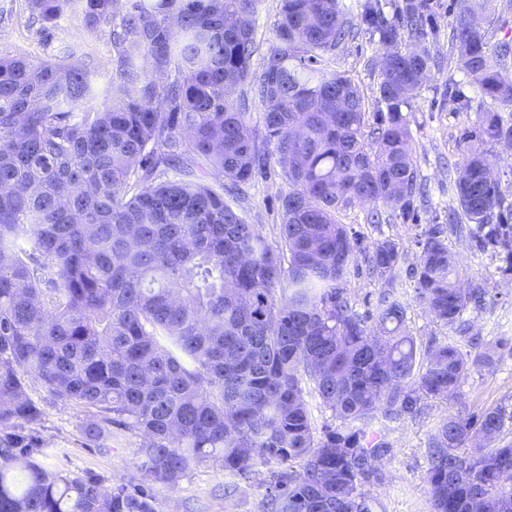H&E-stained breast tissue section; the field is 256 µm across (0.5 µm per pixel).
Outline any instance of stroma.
I'll list each match as a JSON object with an SVG mask.
<instances>
[{
	"label": "stroma",
	"mask_w": 512,
	"mask_h": 512,
	"mask_svg": "<svg viewBox=\"0 0 512 512\" xmlns=\"http://www.w3.org/2000/svg\"><path fill=\"white\" fill-rule=\"evenodd\" d=\"M433 23L437 38L433 48L443 53L439 68L428 80L405 114L413 137L414 156L420 179L427 195L417 201L409 218H402L392 208H383V221L370 224L366 215L371 206L354 203L342 211L340 220L348 224L366 241L389 238L400 249L401 260L396 268L394 285L408 305L406 326L418 349H425L431 340L443 339L448 331L437 324L414 299L412 267L420 253L419 235L426 224L442 217L448 205L455 202L454 170L449 162L457 161L455 142L461 131L474 127L482 112L493 108V101L481 98L477 90L465 84L464 75L454 60L448 59V37L452 22V0H432ZM92 51L99 67L98 87H105L112 69V47L108 34L88 39L78 23L61 18L47 31L29 25L23 11V0H0V54L23 53L45 59L72 50ZM383 49L376 35L362 32L354 41L337 49L329 63L330 69L355 79L364 97L368 114L385 108L379 95V72ZM462 82L463 92L472 100L469 110L458 111L448 103L443 91L450 80ZM288 184L276 163H269L265 176L257 178L247 190L244 205L250 223L259 225L269 241L280 238L279 197ZM448 247L458 261L464 282H479L489 291L486 305L466 314L473 333L485 340H508L497 365L489 370H472L460 392L463 408L479 413L491 406H502L510 414L501 431L503 441H512V281L497 270L490 254L476 250L469 229L449 236ZM30 397L40 403L45 417L40 427L48 444L42 463L64 472L88 471L98 475L105 485L128 483L138 478V451L143 446L140 435L123 426L113 425L112 445L96 447L83 432L88 414L80 405L53 401L38 382H30ZM448 414L446 404L429 402L421 416H405L389 423L387 439L391 451L377 461L376 477L364 488L372 501V512H432L424 478L429 467L430 437ZM271 480L266 467H256L249 477L224 472L219 465L206 463L193 469L176 490L156 488L158 512H263L266 488Z\"/></svg>",
	"instance_id": "35a3bbf8"
}]
</instances>
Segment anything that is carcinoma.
Instances as JSON below:
<instances>
[{
	"mask_svg": "<svg viewBox=\"0 0 512 512\" xmlns=\"http://www.w3.org/2000/svg\"><path fill=\"white\" fill-rule=\"evenodd\" d=\"M24 2L43 31L68 13L87 38L109 28L112 72L100 93L84 53L0 55V512H157L154 486L173 490L209 461L240 476L268 467L265 512H371L362 483L390 449L372 424L414 417L425 399L452 404L506 346L467 335L488 289L461 287L447 239L463 215L512 275V204L485 149L512 141V113L489 110L461 133L458 208L422 231L415 299L460 340L421 353L395 289L362 314L348 289L360 254L392 282L398 244L362 246L339 214L355 202L414 210L403 109L441 66L430 0L390 14L381 0H278L262 42L261 0ZM498 7L455 0L450 52L481 97L512 107V44L487 40ZM363 30L388 58L372 125L355 80L327 69ZM403 33L414 49H398ZM271 156L288 182L275 243L241 206ZM30 380L87 408L99 448L114 422L140 433L139 483L40 463ZM309 395L351 429L317 433ZM505 416L441 421L433 512H512Z\"/></svg>",
	"mask_w": 512,
	"mask_h": 512,
	"instance_id": "cac0c4a2",
	"label": "carcinoma"
}]
</instances>
